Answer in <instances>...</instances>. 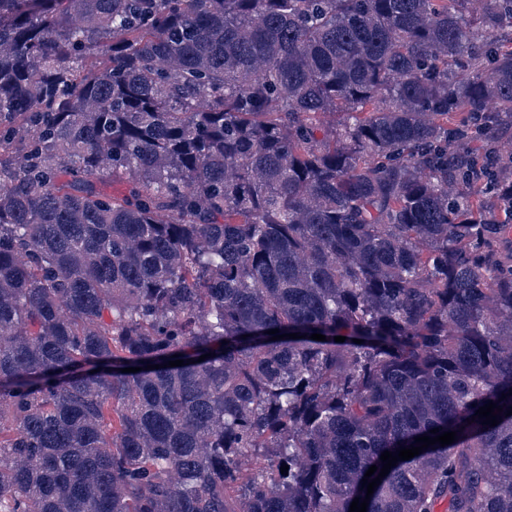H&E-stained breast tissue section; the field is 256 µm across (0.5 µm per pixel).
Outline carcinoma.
<instances>
[{"mask_svg": "<svg viewBox=\"0 0 512 512\" xmlns=\"http://www.w3.org/2000/svg\"><path fill=\"white\" fill-rule=\"evenodd\" d=\"M511 144L512 0H0V512H512Z\"/></svg>", "mask_w": 512, "mask_h": 512, "instance_id": "obj_1", "label": "carcinoma"}]
</instances>
